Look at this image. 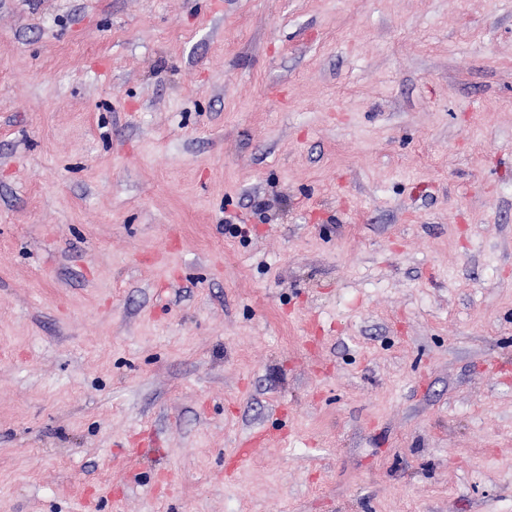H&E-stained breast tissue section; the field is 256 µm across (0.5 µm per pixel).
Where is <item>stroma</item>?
Instances as JSON below:
<instances>
[{"label": "stroma", "instance_id": "35a3bbf8", "mask_svg": "<svg viewBox=\"0 0 512 512\" xmlns=\"http://www.w3.org/2000/svg\"><path fill=\"white\" fill-rule=\"evenodd\" d=\"M0 512H512V0H0Z\"/></svg>", "mask_w": 512, "mask_h": 512}]
</instances>
